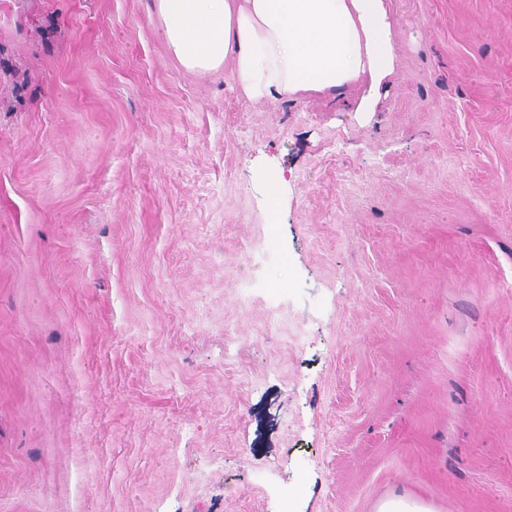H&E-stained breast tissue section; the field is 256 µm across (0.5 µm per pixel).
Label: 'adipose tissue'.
Here are the masks:
<instances>
[{
	"mask_svg": "<svg viewBox=\"0 0 512 512\" xmlns=\"http://www.w3.org/2000/svg\"><path fill=\"white\" fill-rule=\"evenodd\" d=\"M160 32L186 70L230 67L250 100L335 94L376 111L397 66L388 0H156Z\"/></svg>",
	"mask_w": 512,
	"mask_h": 512,
	"instance_id": "adipose-tissue-1",
	"label": "adipose tissue"
}]
</instances>
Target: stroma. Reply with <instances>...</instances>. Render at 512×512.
Here are the masks:
<instances>
[{
	"label": "stroma",
	"mask_w": 512,
	"mask_h": 512,
	"mask_svg": "<svg viewBox=\"0 0 512 512\" xmlns=\"http://www.w3.org/2000/svg\"><path fill=\"white\" fill-rule=\"evenodd\" d=\"M154 3L0 0V512H512V0H390L368 113L183 69ZM267 331L281 335L284 327L288 324V335L283 336L285 343H296L302 336V330L293 322L289 309L283 303L274 300L267 310ZM375 512H437L423 501L394 496L378 503Z\"/></svg>",
	"instance_id": "stroma-1"
}]
</instances>
